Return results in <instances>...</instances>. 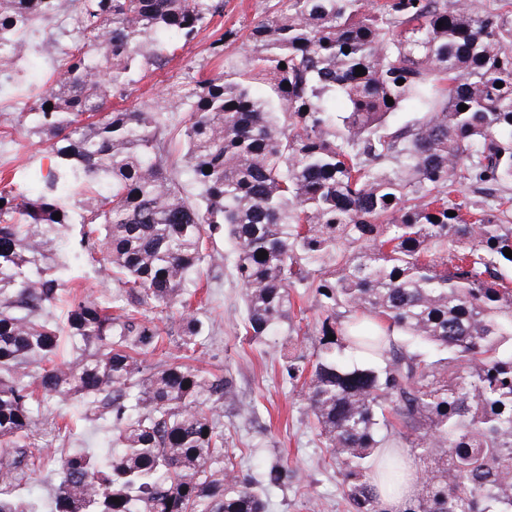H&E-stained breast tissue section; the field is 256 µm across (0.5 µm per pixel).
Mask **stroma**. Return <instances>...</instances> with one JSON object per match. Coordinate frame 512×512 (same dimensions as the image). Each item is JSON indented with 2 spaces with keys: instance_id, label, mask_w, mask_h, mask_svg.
<instances>
[{
  "instance_id": "obj_1",
  "label": "stroma",
  "mask_w": 512,
  "mask_h": 512,
  "mask_svg": "<svg viewBox=\"0 0 512 512\" xmlns=\"http://www.w3.org/2000/svg\"><path fill=\"white\" fill-rule=\"evenodd\" d=\"M268 5L269 0H226L223 18L204 27L189 46L177 49L164 69L137 75L123 95L112 98L111 108L151 107L162 102L169 84L244 68L247 60L237 42L227 41L220 59L212 57L210 44L228 30L245 34ZM50 34L47 28L28 34L24 84L0 89V176L6 178L50 165L46 144L16 127L14 109L24 89L40 91L59 73L67 41H52ZM202 283L209 300L199 313L206 340L199 365L218 376L232 375L240 405L250 408L246 414L237 407L225 408L221 418L243 472L262 481L269 462L280 457L304 476L302 483L268 489L267 512H308L312 500L321 512H346L342 476L309 426L299 388L282 368L277 337L254 343L245 336L242 287L230 263L204 271Z\"/></svg>"
}]
</instances>
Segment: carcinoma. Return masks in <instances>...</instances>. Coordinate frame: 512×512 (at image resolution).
Returning <instances> with one entry per match:
<instances>
[{"mask_svg":"<svg viewBox=\"0 0 512 512\" xmlns=\"http://www.w3.org/2000/svg\"><path fill=\"white\" fill-rule=\"evenodd\" d=\"M224 6L0 0V80L54 14L71 10L76 33L17 115L54 158L32 172L40 192L0 179V512H41L12 492L41 463L35 417L74 430L56 400L109 422L112 448L59 456L51 512H266L224 437L232 378L192 364L205 337L186 284L224 260L221 236L245 334L282 336L349 512H381L376 481L397 488L409 462L419 490L399 512H512V0H273L242 39L246 70L107 111ZM409 104L420 117L391 127ZM166 112L186 116L171 128ZM176 135L192 196L170 172ZM465 181L492 200L459 198ZM67 224L120 313L67 288ZM299 288L321 310L310 352ZM175 310L183 355L146 363L164 342L149 314ZM265 481L300 474L279 458Z\"/></svg>","mask_w":512,"mask_h":512,"instance_id":"carcinoma-1","label":"carcinoma"}]
</instances>
